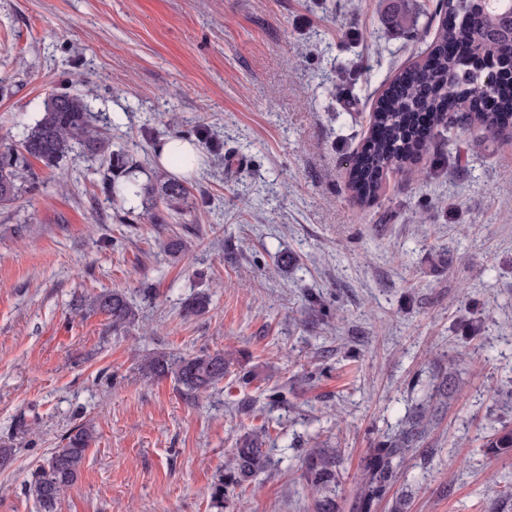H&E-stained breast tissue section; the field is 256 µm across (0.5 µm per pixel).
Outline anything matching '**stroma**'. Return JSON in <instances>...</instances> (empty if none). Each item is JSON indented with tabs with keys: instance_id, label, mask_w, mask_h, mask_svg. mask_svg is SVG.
<instances>
[{
	"instance_id": "stroma-1",
	"label": "stroma",
	"mask_w": 512,
	"mask_h": 512,
	"mask_svg": "<svg viewBox=\"0 0 512 512\" xmlns=\"http://www.w3.org/2000/svg\"><path fill=\"white\" fill-rule=\"evenodd\" d=\"M427 3L0 0V145L69 91L141 183L169 175L157 153L180 132L201 166L177 224L114 201L103 159L79 153L32 162L35 188L0 208V512H38L30 474L80 424L94 439L59 512H310L322 445L349 501L437 374L457 391L376 512H512V453L484 446L512 428V137L444 142L458 163L423 153L366 207L348 188L375 101L437 37ZM110 289L139 309L118 334L86 308ZM202 349L234 358L206 392L140 369ZM261 426L270 467L218 510L229 450Z\"/></svg>"
}]
</instances>
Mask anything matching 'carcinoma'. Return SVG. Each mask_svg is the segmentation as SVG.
I'll return each instance as SVG.
<instances>
[{
	"mask_svg": "<svg viewBox=\"0 0 512 512\" xmlns=\"http://www.w3.org/2000/svg\"><path fill=\"white\" fill-rule=\"evenodd\" d=\"M464 2L439 0L430 16L437 17L446 9L453 22L442 19L432 51L398 75L370 112L369 127L352 159L349 179L352 198L358 205H369L378 198L386 173L405 170L422 151L436 149L437 137L465 136L474 151L488 138L512 137V94L501 91L503 80L487 84L485 73L474 67L471 55L448 54L451 43L477 41L502 76H511L512 36L499 31L502 25L499 10L481 0L467 9L463 7ZM417 114L426 116L430 123V131L424 137L419 136L414 123ZM77 147L90 157L108 155L111 175L107 188L114 200L159 199L177 217L192 208L191 188L181 179L138 183L132 177L137 163L109 150V141L93 120L88 103L67 91L52 93L44 100L40 118L34 125L23 127L19 147L0 149V207L11 205L34 188L36 181L30 160L52 171ZM208 304V296L199 293L185 304V315H200ZM88 307L104 315L115 332L139 319L137 307L116 289L95 295ZM231 365L232 359L222 351H201L191 356L154 352L144 358L142 369L149 377H173L184 393L191 395L221 383ZM443 387L442 382L433 386L428 399L415 407L394 437L366 455L351 512H372L397 481L401 459L424 443L436 420L439 407L434 398L441 395ZM92 439L89 427H73L61 445L51 449L44 462L31 473L29 491L39 512H58L62 496L78 481ZM484 447L494 454L511 451L512 429L504 428L489 436ZM339 463L336 448L316 447L308 454L304 478L313 490L312 512H342L336 499V486L341 483ZM270 465L265 431L245 433L224 464V472L215 484L214 498L229 501L236 488Z\"/></svg>",
	"mask_w": 512,
	"mask_h": 512,
	"instance_id": "obj_1",
	"label": "carcinoma"
}]
</instances>
